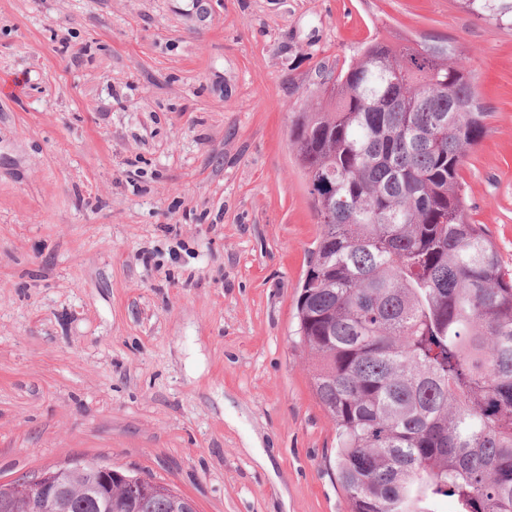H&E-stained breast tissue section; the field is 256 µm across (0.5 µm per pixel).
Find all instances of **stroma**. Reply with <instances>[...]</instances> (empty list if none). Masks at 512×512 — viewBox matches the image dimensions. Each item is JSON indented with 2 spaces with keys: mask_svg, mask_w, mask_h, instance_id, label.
<instances>
[{
  "mask_svg": "<svg viewBox=\"0 0 512 512\" xmlns=\"http://www.w3.org/2000/svg\"><path fill=\"white\" fill-rule=\"evenodd\" d=\"M382 29L468 57L461 179L512 268V30L456 0H0V483L88 457L198 512H349L288 129Z\"/></svg>",
  "mask_w": 512,
  "mask_h": 512,
  "instance_id": "35a3bbf8",
  "label": "stroma"
}]
</instances>
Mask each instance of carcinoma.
<instances>
[{"mask_svg":"<svg viewBox=\"0 0 512 512\" xmlns=\"http://www.w3.org/2000/svg\"><path fill=\"white\" fill-rule=\"evenodd\" d=\"M492 30L512 0H458ZM454 42L375 35L295 113L318 244L297 301L349 512H512V270L460 170L489 132ZM165 484L68 512H178Z\"/></svg>","mask_w":512,"mask_h":512,"instance_id":"obj_1","label":"carcinoma"}]
</instances>
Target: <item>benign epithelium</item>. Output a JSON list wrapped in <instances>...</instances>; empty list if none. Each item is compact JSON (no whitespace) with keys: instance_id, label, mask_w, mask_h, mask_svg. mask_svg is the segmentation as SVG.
I'll return each instance as SVG.
<instances>
[{"instance_id":"7a95c632","label":"benign epithelium","mask_w":512,"mask_h":512,"mask_svg":"<svg viewBox=\"0 0 512 512\" xmlns=\"http://www.w3.org/2000/svg\"><path fill=\"white\" fill-rule=\"evenodd\" d=\"M88 470L100 477V487L88 489L74 482L77 475ZM116 475L117 472L112 468L101 466L93 461H80L72 467L62 468L54 473L19 478L14 481L13 486L15 491L26 496L29 512H44L66 494L80 496L92 490L112 496V477Z\"/></svg>"}]
</instances>
